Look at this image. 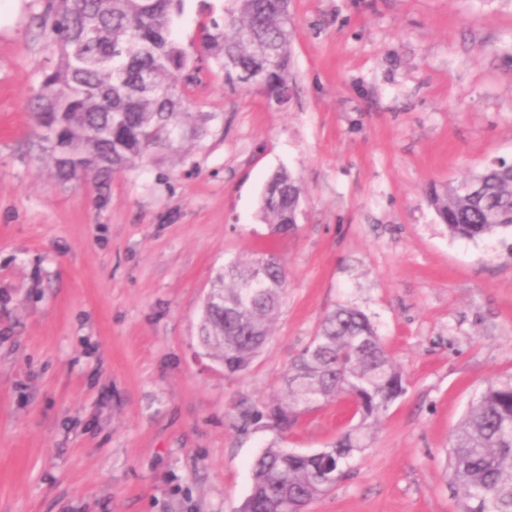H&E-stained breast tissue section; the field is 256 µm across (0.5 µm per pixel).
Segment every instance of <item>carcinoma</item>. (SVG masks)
Here are the masks:
<instances>
[{
	"label": "carcinoma",
	"instance_id": "obj_1",
	"mask_svg": "<svg viewBox=\"0 0 512 512\" xmlns=\"http://www.w3.org/2000/svg\"><path fill=\"white\" fill-rule=\"evenodd\" d=\"M185 0H50L53 20L42 28L44 48L58 55L42 73L34 97L40 146L63 180L114 171L199 139L216 119L193 118L183 100L199 80L197 60L211 59L230 87L262 74L271 100L289 91V0H225L224 14L199 21L197 58L172 39ZM150 80L151 91L143 88ZM301 187L281 169L267 181L260 216L271 232L295 228ZM448 233L475 240L512 228V161L496 159L430 196ZM266 271L256 288V267ZM281 256L268 250L217 273L200 321L201 345L229 374L247 371L267 347L286 291ZM405 392L368 315L337 307L293 359L283 388L260 407L239 413L242 426L276 433L252 466V489L238 512H305L338 484L369 431ZM347 398L358 422L319 455L282 446L283 435L314 409ZM450 477L461 512H512V376L490 383L470 407L449 446Z\"/></svg>",
	"mask_w": 512,
	"mask_h": 512
}]
</instances>
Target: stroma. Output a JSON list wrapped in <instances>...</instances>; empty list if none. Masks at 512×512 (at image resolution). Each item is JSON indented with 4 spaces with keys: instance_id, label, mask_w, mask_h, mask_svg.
Listing matches in <instances>:
<instances>
[{
    "instance_id": "1",
    "label": "stroma",
    "mask_w": 512,
    "mask_h": 512,
    "mask_svg": "<svg viewBox=\"0 0 512 512\" xmlns=\"http://www.w3.org/2000/svg\"><path fill=\"white\" fill-rule=\"evenodd\" d=\"M45 3L0 0V512H237L274 437L238 413L339 306L369 315L406 392L306 512H460L449 437L512 375V234L451 237L428 192L512 158V0H291L287 103L209 66L188 93L209 135L104 185L38 146ZM223 8L187 0L174 39ZM282 168L302 189L286 237L258 216ZM268 249L281 315L229 376L198 340L204 296ZM351 417L321 407L283 444L319 451Z\"/></svg>"
}]
</instances>
